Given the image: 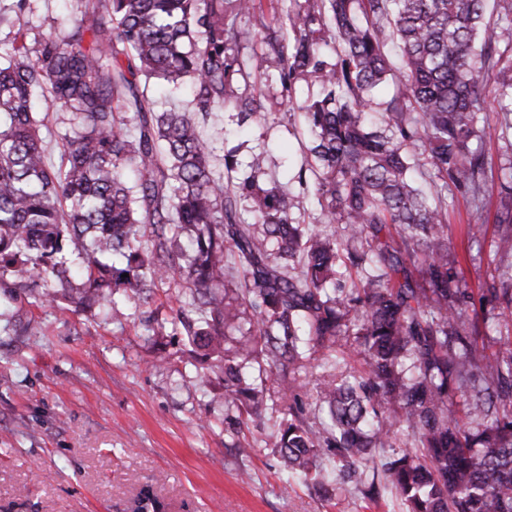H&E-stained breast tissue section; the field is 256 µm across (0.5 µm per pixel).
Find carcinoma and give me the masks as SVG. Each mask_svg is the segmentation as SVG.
<instances>
[{
	"label": "carcinoma",
	"instance_id": "carcinoma-1",
	"mask_svg": "<svg viewBox=\"0 0 512 512\" xmlns=\"http://www.w3.org/2000/svg\"><path fill=\"white\" fill-rule=\"evenodd\" d=\"M32 2L0 8V288L17 273L37 307L107 302L118 316L116 295L141 306L177 278L190 299L168 325L224 360V408L259 419L282 403L272 448L287 479L324 499L354 483L400 512H512V155L495 193L481 151L512 137V0H80L65 37L31 35ZM267 11L282 87L322 82L288 105L307 133L296 178L329 234L299 224L277 182L260 186L264 152L232 182L237 159L217 172L201 132L217 107L241 126L262 117L235 51L237 18ZM153 79L190 81V108L156 110ZM51 109L70 124L58 168ZM451 185L477 213L497 196L506 227L493 289L506 335L491 352L448 262ZM348 353L361 367L306 391L312 362ZM132 512L163 504L144 490ZM67 116L63 112L50 113L46 120L47 128H43L46 153L48 160L53 165H58L61 161L62 135L68 126Z\"/></svg>",
	"mask_w": 512,
	"mask_h": 512
}]
</instances>
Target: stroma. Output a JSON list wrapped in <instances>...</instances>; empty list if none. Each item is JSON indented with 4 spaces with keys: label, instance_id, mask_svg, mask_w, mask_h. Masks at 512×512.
Masks as SVG:
<instances>
[{
    "label": "stroma",
    "instance_id": "1",
    "mask_svg": "<svg viewBox=\"0 0 512 512\" xmlns=\"http://www.w3.org/2000/svg\"><path fill=\"white\" fill-rule=\"evenodd\" d=\"M239 54L262 62L250 80L268 111L238 127L234 110H215L204 135L218 151L236 149L240 161L267 152L269 178L296 197L295 216L318 230L322 216L293 176L303 162L302 117L289 100L318 97L316 78L283 90L274 57L265 53L259 18L238 17ZM449 259L474 303L480 335H495L491 288L499 265L488 224L479 251L468 248L473 211L448 192ZM189 300L185 284L157 285L145 310L122 321L107 305L37 308L25 288H0V512H129L144 489L165 512H388L347 487L323 501L301 484H286L269 435L281 413L268 405L263 423L241 433L224 420L222 371L194 386L197 362L179 336H154L148 319L165 321ZM246 436L253 449L239 456Z\"/></svg>",
    "mask_w": 512,
    "mask_h": 512
}]
</instances>
